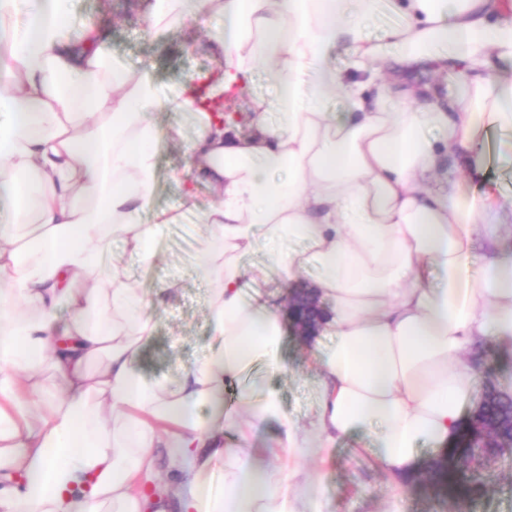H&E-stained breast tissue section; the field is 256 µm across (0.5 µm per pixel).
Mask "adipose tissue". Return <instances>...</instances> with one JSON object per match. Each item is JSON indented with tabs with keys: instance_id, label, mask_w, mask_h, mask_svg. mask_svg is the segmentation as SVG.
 I'll use <instances>...</instances> for the list:
<instances>
[{
	"instance_id": "adipose-tissue-1",
	"label": "adipose tissue",
	"mask_w": 512,
	"mask_h": 512,
	"mask_svg": "<svg viewBox=\"0 0 512 512\" xmlns=\"http://www.w3.org/2000/svg\"><path fill=\"white\" fill-rule=\"evenodd\" d=\"M69 2L0 0V512H145L158 448L181 475L179 512H331L305 465L345 438L412 476L419 447L448 446L474 404L466 351L512 352V200L494 186L464 200L449 176L463 156L481 171L484 129L512 126L503 0H149L150 34L223 17L212 93L247 101L240 122L208 110L193 81L176 102L197 124L188 175L211 193L183 205L207 231L215 348L173 385L138 372L149 306L170 285L149 297L120 269L97 274L113 238L152 269L176 219L152 209L162 103L146 72L111 64L94 23L74 28ZM383 6L398 21L370 37ZM263 64L270 102L250 96ZM335 98L345 112L328 111ZM262 233L302 240L273 253L284 276L321 269L332 342L313 353L317 408L297 420L250 387L205 419L255 361L286 369L282 304L247 288ZM265 424L276 432L258 459L248 448Z\"/></svg>"
}]
</instances>
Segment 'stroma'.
Masks as SVG:
<instances>
[{
	"label": "stroma",
	"mask_w": 512,
	"mask_h": 512,
	"mask_svg": "<svg viewBox=\"0 0 512 512\" xmlns=\"http://www.w3.org/2000/svg\"><path fill=\"white\" fill-rule=\"evenodd\" d=\"M71 10L75 22L91 20L106 31L111 58L147 71L161 99L173 100L192 77L217 71L208 42L223 30L221 18H211L204 25L185 20L151 36L141 31L142 0H72ZM151 118L163 134L153 207L177 212L178 220L163 231L154 269L144 270L118 239L111 241L101 264L108 271L113 262H120L125 276L148 294L157 283H174L175 289L165 301L150 307L155 330L139 364L147 381L171 384L198 365L212 348L206 308L208 285L195 272L207 236L198 215L179 208L186 190H193L203 203L210 195L203 183L187 184L170 177L172 171L189 167L188 148L196 134L193 116L169 108L152 113ZM270 249L268 238L259 236L254 250L244 259L245 265L268 268L265 278L253 282L254 292L284 295L309 289L319 274L318 266L310 265L300 277L285 280L269 265ZM311 351L292 329H285L282 357L287 372H270L258 362L249 368L242 383L275 390L288 414L304 419L312 414L318 399ZM306 469L321 484L333 512H455V500L446 486L418 477L396 483L379 468L371 453L350 439L339 442L325 460L308 462ZM477 477L486 491L469 503L468 512H512V456L478 467Z\"/></svg>",
	"instance_id": "stroma-1"
}]
</instances>
